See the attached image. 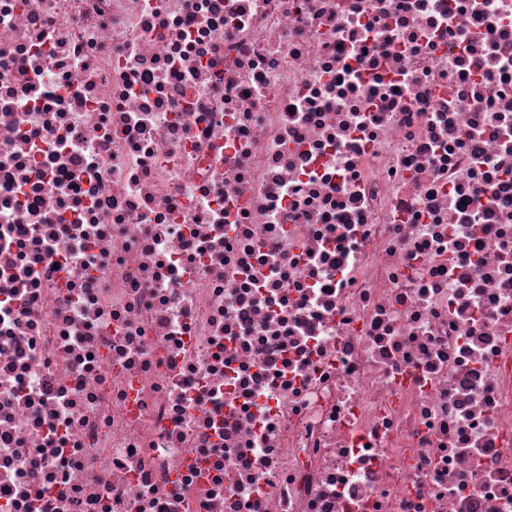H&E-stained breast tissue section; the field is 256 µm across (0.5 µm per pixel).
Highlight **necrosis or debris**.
<instances>
[{
  "instance_id": "4bbe7bcc",
  "label": "necrosis or debris",
  "mask_w": 512,
  "mask_h": 512,
  "mask_svg": "<svg viewBox=\"0 0 512 512\" xmlns=\"http://www.w3.org/2000/svg\"><path fill=\"white\" fill-rule=\"evenodd\" d=\"M0 512H512V0H0Z\"/></svg>"
}]
</instances>
